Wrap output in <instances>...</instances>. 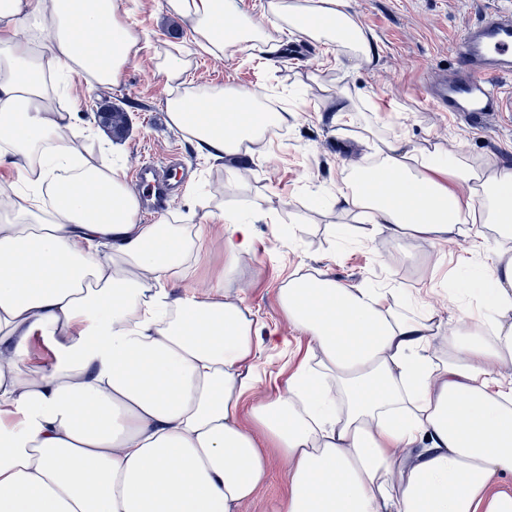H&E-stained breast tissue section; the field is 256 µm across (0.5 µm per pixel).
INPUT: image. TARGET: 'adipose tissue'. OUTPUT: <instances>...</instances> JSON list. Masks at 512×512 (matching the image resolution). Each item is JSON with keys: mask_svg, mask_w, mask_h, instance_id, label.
<instances>
[{"mask_svg": "<svg viewBox=\"0 0 512 512\" xmlns=\"http://www.w3.org/2000/svg\"><path fill=\"white\" fill-rule=\"evenodd\" d=\"M220 57L280 52L292 30L369 60L346 0H166ZM122 0H0V512H237L268 475L264 446L292 466L274 512H512V169L462 143L432 148L368 133L336 204L397 245L485 227L500 246L449 295V324L399 308L394 289L326 272L278 290L317 356L286 390L242 409L263 377L258 318L218 294L169 300L198 257L201 224H141L125 173L83 157L68 76L116 83L136 35ZM252 88L170 99L172 125L206 158L239 154L287 123ZM224 224V272L254 252L252 225ZM52 340L29 363L30 340ZM438 354H431V347Z\"/></svg>", "mask_w": 512, "mask_h": 512, "instance_id": "1", "label": "adipose tissue"}]
</instances>
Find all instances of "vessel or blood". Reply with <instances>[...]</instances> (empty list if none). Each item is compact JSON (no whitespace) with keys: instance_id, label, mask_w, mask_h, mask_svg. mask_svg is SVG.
Returning <instances> with one entry per match:
<instances>
[{"instance_id":"b4317fda","label":"vessel or blood","mask_w":512,"mask_h":512,"mask_svg":"<svg viewBox=\"0 0 512 512\" xmlns=\"http://www.w3.org/2000/svg\"><path fill=\"white\" fill-rule=\"evenodd\" d=\"M457 65L452 78L430 82L426 96L437 109L465 118L474 126L489 115L512 118V88L498 85L512 76V7L484 8L462 31L453 47ZM141 191L161 195L170 187L161 166L136 173Z\"/></svg>"}]
</instances>
